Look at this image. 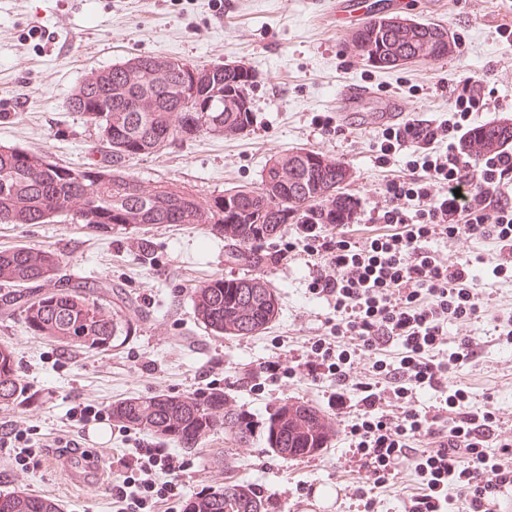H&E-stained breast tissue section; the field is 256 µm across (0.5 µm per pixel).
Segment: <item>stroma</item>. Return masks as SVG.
I'll list each match as a JSON object with an SVG mask.
<instances>
[{
    "mask_svg": "<svg viewBox=\"0 0 512 512\" xmlns=\"http://www.w3.org/2000/svg\"><path fill=\"white\" fill-rule=\"evenodd\" d=\"M370 16H399L444 26L459 42L455 59L415 60L377 69L345 44L364 18L333 16L336 0H0V144L45 153L72 167L89 160L97 131L68 99L85 72L138 56H163L199 66L236 64L251 70L253 123L243 134L178 139L136 159L131 173L144 184L171 181L203 195L258 186L266 160L297 148L347 166L341 192L352 199L355 220L366 223L387 204V170L375 157L378 128L343 127L336 121V90L349 81L369 83L415 105L414 119H447L452 90L481 80L489 109L472 115V129L512 124V43L497 33L500 0H367ZM152 257L144 259L130 235H99L63 221L0 224V248L30 245L65 258L73 280L117 284L140 314L136 334L105 352L65 351L25 332L19 320L0 319V343L12 345L29 397L0 411V438L21 431L25 443L0 445V493L25 489L55 498L61 512H120L113 488L140 476L143 448H158L181 462L180 471L156 470V483L178 481L180 494L158 512H182L200 492L227 483L253 487L266 512H294L314 497H331L332 512H357L358 503L337 488H373L376 512H402L401 488H374V476L348 472L336 460L346 451L347 414L328 404V382L300 373L295 358L304 342L324 334L332 306L311 290L313 257L301 250L297 225L267 246L257 265L229 259L223 240L201 229L159 224L148 233ZM260 277L280 298L281 313L268 329L245 338L209 334L193 315V288L213 276ZM490 298L476 322L451 326L449 341L470 336L481 352L460 378L471 410L491 408L512 429V347L493 342L491 318L512 309V279L488 286ZM280 362L277 375L264 373ZM224 391L228 407L246 416L254 434L240 444L216 429L192 451L142 432L113 426L112 402L156 392L191 395ZM314 406L339 425L326 448L312 456L282 459L265 442L270 417L286 402ZM103 411L109 431L102 452L107 473L94 489L70 484L55 461L83 445L84 427L70 418L75 407Z\"/></svg>",
    "mask_w": 512,
    "mask_h": 512,
    "instance_id": "stroma-1",
    "label": "stroma"
}]
</instances>
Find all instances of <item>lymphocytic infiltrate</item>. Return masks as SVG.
Wrapping results in <instances>:
<instances>
[{"label": "lymphocytic infiltrate", "mask_w": 512, "mask_h": 512, "mask_svg": "<svg viewBox=\"0 0 512 512\" xmlns=\"http://www.w3.org/2000/svg\"><path fill=\"white\" fill-rule=\"evenodd\" d=\"M448 119L411 120L386 128L376 145L379 164L398 151L407 161L385 185L388 205L363 238L304 225L308 255L324 261L312 289L336 314L325 334L308 342L302 367L313 380L329 379L337 409L356 408L345 437L350 471L371 470L376 484H393L400 464L414 474L404 512H488L491 501L512 488V437L495 438L491 410L468 411L469 392L458 380L478 354L475 339L444 350L448 325L479 319L486 292L469 261L441 262L430 249L436 239L487 238L498 253L492 274L512 278V146L476 162L467 153L472 113L487 105L481 81L452 90ZM396 355H389L391 343ZM371 357V377L349 397L354 357ZM439 393L436 411L412 409L392 416L376 404L405 402L418 390ZM497 449H486L488 439ZM174 470V459L142 451L138 491L116 486L134 512L178 494L175 483L157 484L154 468Z\"/></svg>", "instance_id": "obj_1"}]
</instances>
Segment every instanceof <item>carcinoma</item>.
Wrapping results in <instances>:
<instances>
[{
  "mask_svg": "<svg viewBox=\"0 0 512 512\" xmlns=\"http://www.w3.org/2000/svg\"><path fill=\"white\" fill-rule=\"evenodd\" d=\"M360 53L373 67L391 69L416 58H438L448 51V30L434 24L410 26L378 16L354 33ZM165 58L130 59L85 73L69 107L97 127L93 159L82 169L61 166L39 152L0 146V224H45L68 218L101 234L121 230L138 235L152 224H190L229 242L231 258L246 264L264 260L259 249L282 237L289 224H346L353 202L336 194L348 180L339 162L313 152L282 155V176L243 189L211 195L157 182L145 185L129 172L134 159L156 153L189 133L195 113L183 111L174 88L180 72ZM254 78L246 69L213 70L205 95L214 111L196 135L218 136L253 121L247 95ZM477 135L498 143L512 140V125L491 124ZM62 258L53 250L19 246L0 251V282L13 290L0 295V316L20 317L27 332L60 347L101 351L113 348L136 329L138 314L117 303H103L112 283H75L59 276ZM194 314L215 336L258 334L280 314L275 290L257 277L217 275L192 291ZM23 383L13 348L0 345V409L23 398ZM112 423L138 430L165 443L191 449L218 426L238 442L249 441V423L224 410V392L167 393L112 404ZM332 425L313 406L286 402L266 429L268 448L288 459L311 455L326 446ZM0 512H60L45 495L24 491L0 494ZM183 512H265L262 498L245 484L191 498Z\"/></svg>",
  "mask_w": 512,
  "mask_h": 512,
  "instance_id": "1",
  "label": "carcinoma"
}]
</instances>
